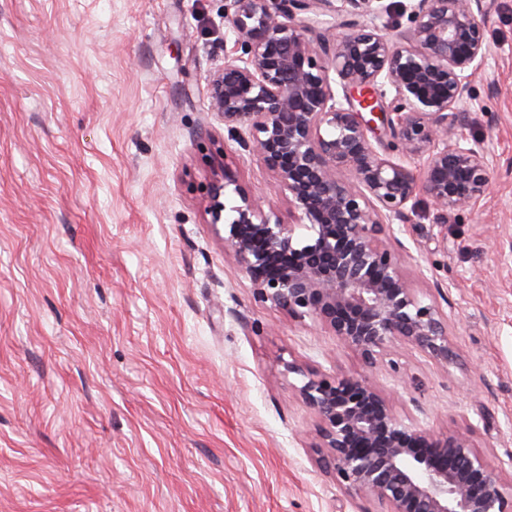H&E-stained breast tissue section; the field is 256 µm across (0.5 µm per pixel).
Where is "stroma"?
Returning a JSON list of instances; mask_svg holds the SVG:
<instances>
[{
    "label": "stroma",
    "mask_w": 512,
    "mask_h": 512,
    "mask_svg": "<svg viewBox=\"0 0 512 512\" xmlns=\"http://www.w3.org/2000/svg\"><path fill=\"white\" fill-rule=\"evenodd\" d=\"M486 40L463 108L489 191L394 228L457 357L369 368L256 301L210 223L228 173L288 212L209 109L224 0H0V512H377L323 468L292 363L511 457L512 0Z\"/></svg>",
    "instance_id": "obj_1"
}]
</instances>
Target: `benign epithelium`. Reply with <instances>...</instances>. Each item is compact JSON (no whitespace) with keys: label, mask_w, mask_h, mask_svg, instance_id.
Masks as SVG:
<instances>
[{"label":"benign epithelium","mask_w":512,"mask_h":512,"mask_svg":"<svg viewBox=\"0 0 512 512\" xmlns=\"http://www.w3.org/2000/svg\"><path fill=\"white\" fill-rule=\"evenodd\" d=\"M233 36L208 79L210 111L228 137L259 156L288 199L292 223L263 209L229 175L208 188L211 224L254 298L320 323L373 366L393 343L446 365L449 316L421 301L392 224L412 223L417 197L435 210H472L490 184L487 152L463 133L458 105L484 69L489 0H412L410 27L378 24L383 0H225ZM359 17L330 39L317 17ZM379 119L386 142L374 132ZM426 157L422 167L412 164ZM308 226L312 236L295 237ZM297 399L316 418L315 447L351 498L382 512H512V491L468 435L400 419L365 378H330L295 364Z\"/></svg>","instance_id":"obj_1"}]
</instances>
